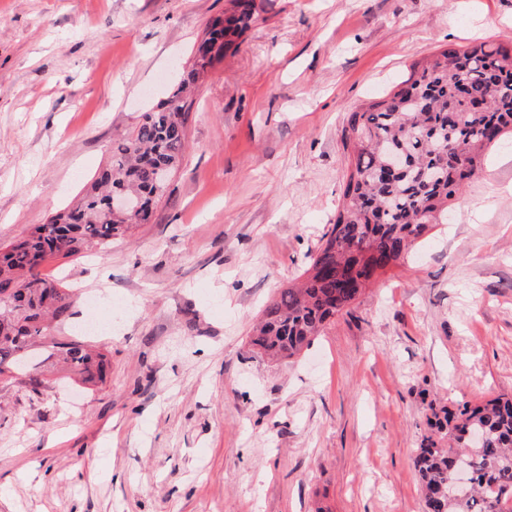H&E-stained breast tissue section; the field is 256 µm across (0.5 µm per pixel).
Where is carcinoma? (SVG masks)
<instances>
[{
    "label": "carcinoma",
    "instance_id": "carcinoma-1",
    "mask_svg": "<svg viewBox=\"0 0 512 512\" xmlns=\"http://www.w3.org/2000/svg\"><path fill=\"white\" fill-rule=\"evenodd\" d=\"M251 0L209 23L206 51L187 82L224 57L248 28ZM183 87L141 114L112 144L111 161L72 208L0 251V378L20 371L32 348L82 377L102 379L106 355L81 341L53 339L43 323L69 316L70 296L37 269L63 253L104 250L150 218L187 145ZM512 138V47L488 42L448 47L411 66L389 93L350 115L343 206L298 286L281 289L253 327L250 344L272 361L291 359L337 315L350 311L375 275L396 264L476 174L486 151ZM404 156L386 169L388 153ZM139 200L141 216L108 213L111 194ZM414 469L426 512H512V398L434 412Z\"/></svg>",
    "mask_w": 512,
    "mask_h": 512
}]
</instances>
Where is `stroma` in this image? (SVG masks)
Wrapping results in <instances>:
<instances>
[{"label":"stroma","instance_id":"1","mask_svg":"<svg viewBox=\"0 0 512 512\" xmlns=\"http://www.w3.org/2000/svg\"><path fill=\"white\" fill-rule=\"evenodd\" d=\"M187 98L188 147L147 223L45 261L55 336L103 382L0 379V512H425L435 408L512 397V141L301 353L248 334L336 220L351 112L448 46L512 43V0H252ZM233 0H0V245L81 196ZM111 329L82 333L89 298Z\"/></svg>","mask_w":512,"mask_h":512}]
</instances>
